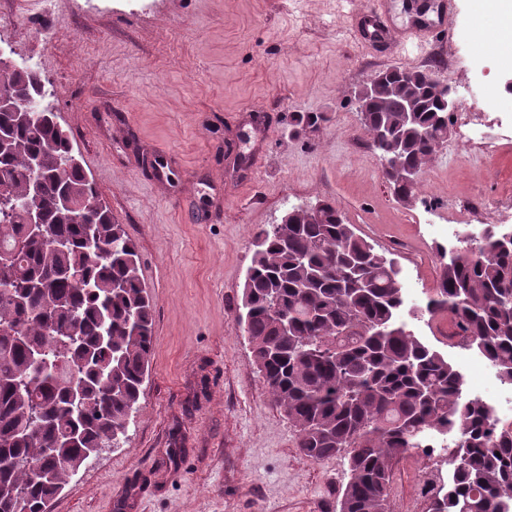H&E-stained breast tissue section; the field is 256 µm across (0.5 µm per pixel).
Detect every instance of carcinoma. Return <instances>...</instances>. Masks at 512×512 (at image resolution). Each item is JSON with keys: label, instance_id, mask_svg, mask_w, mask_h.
Returning a JSON list of instances; mask_svg holds the SVG:
<instances>
[{"label": "carcinoma", "instance_id": "obj_1", "mask_svg": "<svg viewBox=\"0 0 512 512\" xmlns=\"http://www.w3.org/2000/svg\"><path fill=\"white\" fill-rule=\"evenodd\" d=\"M389 93L363 113L368 132L390 125L401 164L423 167L448 138L427 73L391 69ZM42 74L0 69V93L35 116L0 111V512H47L99 451L125 435L139 404L154 318L138 252L124 225L74 163L70 134L45 104ZM418 104L412 119L399 96ZM38 161L37 168L32 162ZM31 211L45 234L27 230ZM293 207L255 238L238 310L258 372L312 461L344 453L339 512H386L390 465L426 435L455 434L452 476L430 512H512V423L463 398L464 375L399 320L404 292L391 259L331 204ZM418 319L446 310L461 336L512 384V243L495 225L463 237ZM84 379L70 408L62 374Z\"/></svg>", "mask_w": 512, "mask_h": 512}]
</instances>
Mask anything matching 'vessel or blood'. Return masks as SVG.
<instances>
[{"label": "vessel or blood", "instance_id": "obj_1", "mask_svg": "<svg viewBox=\"0 0 512 512\" xmlns=\"http://www.w3.org/2000/svg\"><path fill=\"white\" fill-rule=\"evenodd\" d=\"M454 5L455 0H420L415 18L399 27L393 21L390 0H372L369 9L356 15L353 32L361 43L392 53L433 42L447 46L460 35L452 19Z\"/></svg>", "mask_w": 512, "mask_h": 512}]
</instances>
